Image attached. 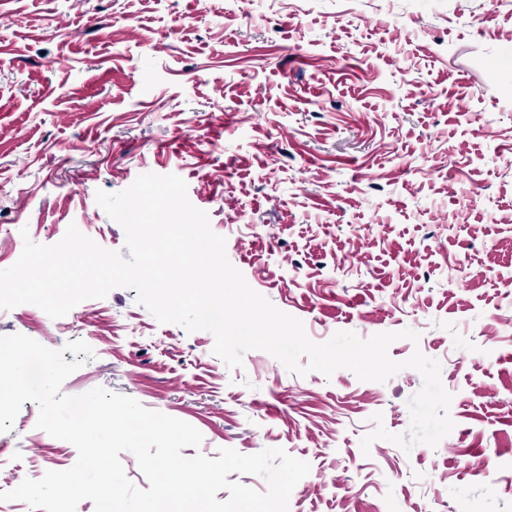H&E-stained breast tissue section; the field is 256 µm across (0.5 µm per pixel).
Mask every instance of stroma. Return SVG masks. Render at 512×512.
Masks as SVG:
<instances>
[{
	"label": "stroma",
	"mask_w": 512,
	"mask_h": 512,
	"mask_svg": "<svg viewBox=\"0 0 512 512\" xmlns=\"http://www.w3.org/2000/svg\"><path fill=\"white\" fill-rule=\"evenodd\" d=\"M174 174L249 286L317 343L406 328L391 359L441 364L452 431L410 425L422 386L288 372L161 324L117 288L24 334L92 356L62 384L124 394L196 427L199 448H281L310 465L288 512H512V0H0V269L69 225L119 251L96 202ZM25 402L0 433V492L77 460ZM492 463L491 475L478 467Z\"/></svg>",
	"instance_id": "stroma-1"
}]
</instances>
